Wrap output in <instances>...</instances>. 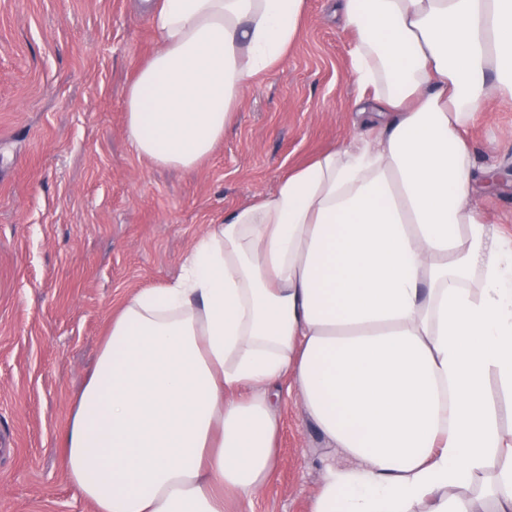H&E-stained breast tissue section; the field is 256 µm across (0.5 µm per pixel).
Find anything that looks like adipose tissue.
<instances>
[{"mask_svg":"<svg viewBox=\"0 0 512 512\" xmlns=\"http://www.w3.org/2000/svg\"><path fill=\"white\" fill-rule=\"evenodd\" d=\"M306 0H148L125 91L135 153L196 168ZM354 136L208 225L183 270L110 322L62 437L94 512H227L276 466L283 386L346 458L310 512H512V237L487 222L466 134L512 99V0H340ZM487 391L495 403L501 424L505 429L512 428V393L504 392L495 377H491L487 384Z\"/></svg>","mask_w":512,"mask_h":512,"instance_id":"obj_1","label":"adipose tissue"}]
</instances>
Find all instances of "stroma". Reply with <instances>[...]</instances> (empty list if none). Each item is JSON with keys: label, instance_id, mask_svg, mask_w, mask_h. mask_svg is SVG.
Masks as SVG:
<instances>
[{"label": "stroma", "instance_id": "stroma-1", "mask_svg": "<svg viewBox=\"0 0 512 512\" xmlns=\"http://www.w3.org/2000/svg\"><path fill=\"white\" fill-rule=\"evenodd\" d=\"M156 48L131 0H0V512H93L61 478L59 442L113 313L174 280L208 225L353 134L337 0H307L286 60L189 171L140 159L126 136L125 87ZM469 138L499 170L479 205L511 234L512 103L486 107ZM281 417L278 463L235 512H309L341 458L298 392Z\"/></svg>", "mask_w": 512, "mask_h": 512}]
</instances>
